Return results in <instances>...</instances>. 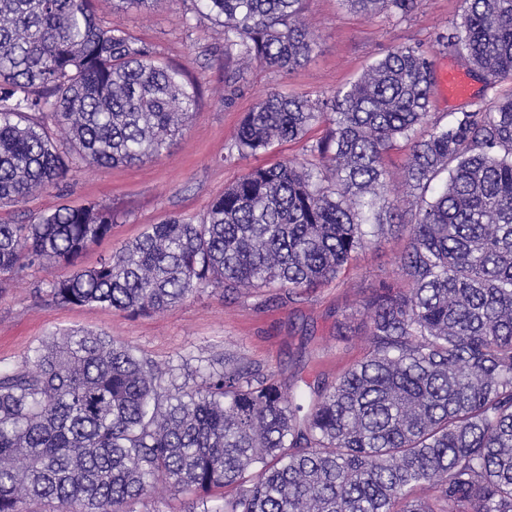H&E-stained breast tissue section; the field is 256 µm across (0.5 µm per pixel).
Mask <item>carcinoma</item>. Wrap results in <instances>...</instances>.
<instances>
[{
  "instance_id": "cac0c4a2",
  "label": "carcinoma",
  "mask_w": 512,
  "mask_h": 512,
  "mask_svg": "<svg viewBox=\"0 0 512 512\" xmlns=\"http://www.w3.org/2000/svg\"><path fill=\"white\" fill-rule=\"evenodd\" d=\"M224 28V56L275 70L308 60L303 0H190ZM367 17L416 0H348ZM439 37L487 82L512 79V0H464ZM434 71L415 46L331 96L270 94L224 161L312 127L315 164L255 166L195 223L171 217L84 267L117 222L64 206L0 223V292L44 261L62 306L133 316L212 289L296 295L337 279L384 227L407 231L395 288L364 303L370 346L334 381L286 392L272 371L215 359L176 383L104 333L56 336L0 370V512H135L164 485L189 512H512V94L430 121ZM199 86L155 47L102 25L93 0H0V206L59 186L79 163L159 156ZM412 142L402 209L385 155ZM235 487L214 503L217 492ZM435 489L433 498L416 497Z\"/></svg>"
}]
</instances>
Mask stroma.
<instances>
[{
	"instance_id": "1",
	"label": "stroma",
	"mask_w": 512,
	"mask_h": 512,
	"mask_svg": "<svg viewBox=\"0 0 512 512\" xmlns=\"http://www.w3.org/2000/svg\"><path fill=\"white\" fill-rule=\"evenodd\" d=\"M96 9L103 25L154 45L162 61L184 68L198 83L200 98L192 120L159 157L117 167L82 163L69 173L63 190H41L23 204L0 207V222L11 224L27 223L65 205L95 203L112 209L119 219L111 235L84 254L86 267L136 239L147 225L173 216H201L251 167L306 158L304 143L293 141L266 154L225 162L241 120L262 96L332 95L372 63L405 46L420 47L436 70L460 64L438 37L459 19L462 0H417L408 16L385 10L371 18L351 10L345 0H304L302 20L317 41L310 58L291 71L252 64L234 85L225 81L226 71L236 63L224 57L222 27L186 14L181 0H156L147 10L97 0ZM510 93L512 81L489 85L475 79L464 98L448 101L433 95L432 117L443 121L448 113ZM409 148V143L399 142L386 157L384 194L404 208L415 201L404 177ZM404 244V235L383 231L353 256L335 281L297 297L266 290L228 296L206 290L168 311L139 317L96 305L53 303L47 290L68 270L50 262L0 292V369L17 366L49 337L104 331L160 365L180 363L188 372L220 357L274 371L287 389L304 388L320 374L332 381L367 353L363 305L380 282H396Z\"/></svg>"
}]
</instances>
